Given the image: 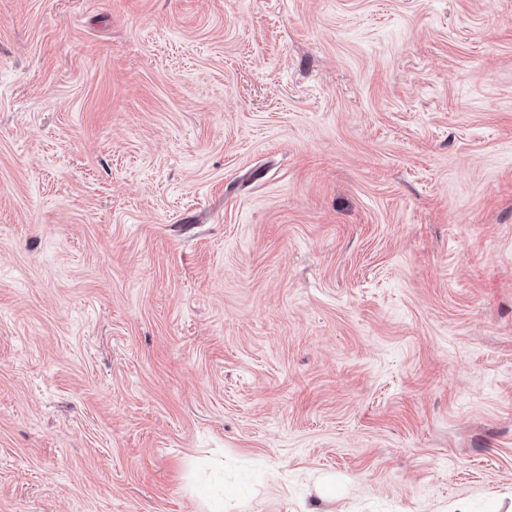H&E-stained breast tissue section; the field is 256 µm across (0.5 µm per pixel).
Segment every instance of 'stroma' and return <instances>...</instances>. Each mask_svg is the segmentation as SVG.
I'll use <instances>...</instances> for the list:
<instances>
[{
	"label": "stroma",
	"instance_id": "1",
	"mask_svg": "<svg viewBox=\"0 0 512 512\" xmlns=\"http://www.w3.org/2000/svg\"><path fill=\"white\" fill-rule=\"evenodd\" d=\"M512 512V0H0V512Z\"/></svg>",
	"mask_w": 512,
	"mask_h": 512
}]
</instances>
